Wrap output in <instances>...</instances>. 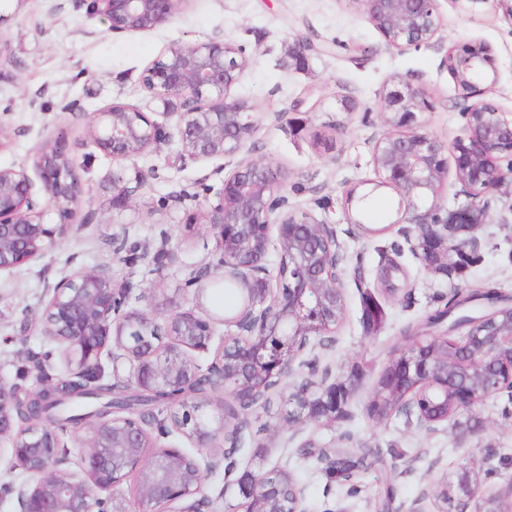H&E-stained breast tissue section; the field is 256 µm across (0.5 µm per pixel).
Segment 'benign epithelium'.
I'll return each instance as SVG.
<instances>
[{"label":"benign epithelium","mask_w":512,"mask_h":512,"mask_svg":"<svg viewBox=\"0 0 512 512\" xmlns=\"http://www.w3.org/2000/svg\"><path fill=\"white\" fill-rule=\"evenodd\" d=\"M184 0H82L90 16H103L116 33L152 30L170 22ZM368 21L390 50L403 51L432 43L440 29L438 0H359ZM448 69L462 90L465 125L462 134L445 142L421 132L417 113L431 106L426 92L397 78L382 93L386 131L373 147L379 185L399 196L405 241L414 255L423 249L448 263L455 254L476 252L479 225L448 234V210L440 203L442 187L453 175L467 192L469 205L453 215L487 213L491 200L512 194V117L487 97L495 83V66L487 45L465 42L448 48ZM246 63L237 45L222 39L175 45L156 59L140 78L153 96L179 100L176 129L183 155L191 160L233 159L255 137L253 109L232 96ZM90 134L98 148L114 160L139 156L169 141L164 122L138 108L114 104L93 116ZM44 196L33 190L25 169L0 168V272L10 271L53 247L72 224L82 186L67 152L65 139L43 145L33 156ZM273 164L263 158L237 162L221 187L206 199L207 223L221 253L214 269L245 294L231 317L203 319L191 311H173L166 326L157 317L127 305L132 284L109 267L84 268L53 290L42 312L45 336L57 344L73 375H89L113 346L112 372L130 365L128 384L112 385L115 394L167 395L158 437L145 428L138 406H128L109 419L93 422L80 439L85 465L79 473L59 469L61 441L49 425L19 421L20 389L0 376V441L10 443L12 466L28 479L15 487L22 512H104L103 494L134 482L128 512H203L212 505L205 494L206 474L217 463L200 461L162 444L170 431L200 449L219 448L224 461V492L246 496L245 512H305V488L287 480L288 507L279 508L280 490L251 483L240 471L238 454L250 419L232 420L225 401L217 403L198 392L203 383L212 393L244 399L257 409L268 405L269 393L302 367L318 372L310 355L333 346L336 312L344 299L341 244L336 229L313 215L297 213L288 197L271 184ZM129 187L113 180V204L127 208L145 185ZM278 243L279 261L270 271L266 258ZM112 253L122 264L136 257L126 253V239L112 236ZM399 267L389 262L381 283L389 296L401 287L393 282ZM224 326L221 353L207 368L191 362L185 349L204 350L217 326ZM388 395L366 404L378 422L403 415L409 425L435 431L448 424L456 440L479 435V407L504 392L512 394V303L490 321L476 318L459 342L448 329L424 327L406 343L380 374ZM425 386L437 400L425 407L412 394ZM316 398L306 383L288 394V428L294 433L312 421L335 413L342 399L336 380L324 370ZM453 396L454 411L442 405ZM458 494L474 502L472 512H512V480L493 494L482 492L468 469L456 477Z\"/></svg>","instance_id":"obj_1"}]
</instances>
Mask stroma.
Returning a JSON list of instances; mask_svg holds the SVG:
<instances>
[{"instance_id": "stroma-1", "label": "stroma", "mask_w": 512, "mask_h": 512, "mask_svg": "<svg viewBox=\"0 0 512 512\" xmlns=\"http://www.w3.org/2000/svg\"><path fill=\"white\" fill-rule=\"evenodd\" d=\"M439 13L441 28L430 46L397 52L387 49L358 0H188L169 23L137 33L112 32L103 17L87 16L77 0H0V126L10 136L0 150V167H31L36 148L65 133L83 188L77 214L90 218L69 227L43 257L0 274V375L33 388L36 365L46 358L53 375L65 373L60 349L43 336L38 320L54 287L83 268L112 266L132 283L133 308L214 312L211 293L197 294L187 279L192 269L217 258L215 239L206 224L186 225V211L175 198H204L208 188L221 185L231 163L182 157L175 138L115 161L94 143L88 124L93 113L115 103L160 118L168 105L142 89L143 71L172 44L221 38L245 48V74L233 95L253 104L258 124L245 157L280 168L290 206L336 229L346 307L335 344L321 363L337 378L357 381L343 417L309 423L298 435L281 414L288 385L273 390L269 408L251 418L241 466L306 472V512H376L384 498L390 512L418 498L425 512H461L459 501L444 505L440 492L462 468H473L490 493L512 479L507 395L482 406L485 431L462 444L450 431H420L401 416L377 422L365 411L380 373L403 345L404 326L422 325L457 286L490 281L512 293V227L500 224L512 209L511 198L491 201L475 262L450 277L424 270L402 249L397 231L366 239L351 233L354 217L377 225L398 218V197L377 186L372 161L374 138L383 129L381 95L392 80L406 78L431 96L432 109L419 116L423 132L454 138L461 132L464 101L444 62L446 50L479 40L495 59L490 97L512 113V0H486L471 12L439 0ZM299 38L312 45L302 62L292 54ZM307 97L317 100L316 109L302 106ZM279 112L285 120H276ZM332 121L343 122L345 130L326 153L316 148L312 134ZM142 177L147 183L135 202L136 221L120 227L113 182L132 186ZM353 185L366 199L348 210L343 193ZM123 229L127 248L139 256L132 265L112 261V236ZM168 248L173 255L167 259ZM392 257L406 281L399 296L386 301L383 326L369 332L361 321L358 285L372 281ZM344 448L369 449L378 461L351 479L338 478L317 457Z\"/></svg>"}]
</instances>
